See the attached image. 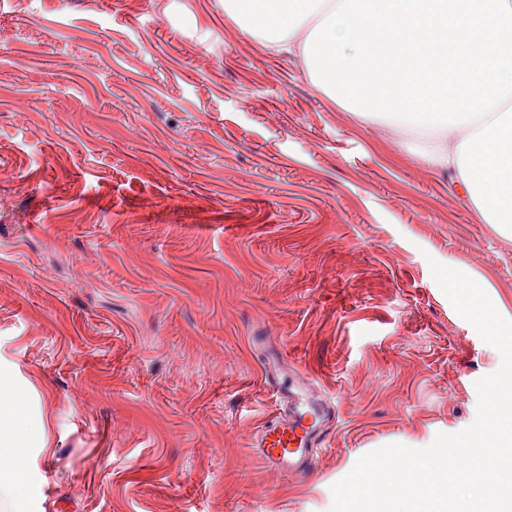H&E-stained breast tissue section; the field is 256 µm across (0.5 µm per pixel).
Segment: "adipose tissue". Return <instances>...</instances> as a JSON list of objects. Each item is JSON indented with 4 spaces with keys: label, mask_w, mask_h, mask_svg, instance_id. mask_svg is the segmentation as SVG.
<instances>
[{
    "label": "adipose tissue",
    "mask_w": 512,
    "mask_h": 512,
    "mask_svg": "<svg viewBox=\"0 0 512 512\" xmlns=\"http://www.w3.org/2000/svg\"><path fill=\"white\" fill-rule=\"evenodd\" d=\"M340 0H224L235 28L268 52L302 54L312 29ZM384 129L415 132L406 141L411 158L424 168L448 172L463 198L486 224L512 230V98L480 123L460 127L384 122Z\"/></svg>",
    "instance_id": "obj_1"
}]
</instances>
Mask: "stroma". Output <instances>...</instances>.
Returning <instances> with one entry per match:
<instances>
[{"mask_svg": "<svg viewBox=\"0 0 512 512\" xmlns=\"http://www.w3.org/2000/svg\"><path fill=\"white\" fill-rule=\"evenodd\" d=\"M512 237L224 0H0V381L41 428L25 512H329L386 444L473 423ZM267 337L335 408L305 477L253 446Z\"/></svg>", "mask_w": 512, "mask_h": 512, "instance_id": "1", "label": "stroma"}]
</instances>
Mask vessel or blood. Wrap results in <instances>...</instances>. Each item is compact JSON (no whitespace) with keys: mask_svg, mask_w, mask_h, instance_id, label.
Segmentation results:
<instances>
[{"mask_svg":"<svg viewBox=\"0 0 512 512\" xmlns=\"http://www.w3.org/2000/svg\"><path fill=\"white\" fill-rule=\"evenodd\" d=\"M283 355L265 361L263 382L275 401L255 439L261 459L278 469L306 472L312 448L320 446L331 423L332 407L314 398L306 385L289 386L283 378Z\"/></svg>","mask_w":512,"mask_h":512,"instance_id":"b4317fda","label":"vessel or blood"}]
</instances>
